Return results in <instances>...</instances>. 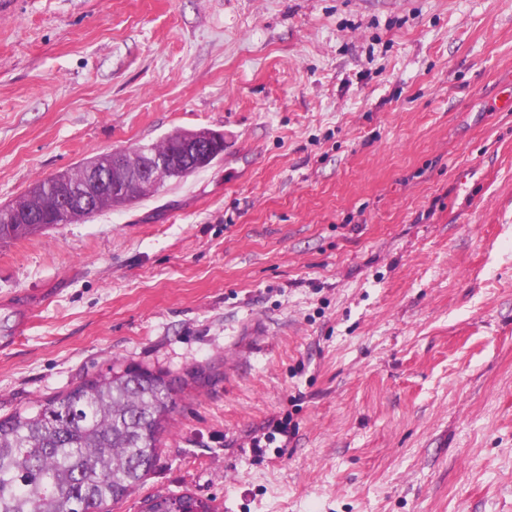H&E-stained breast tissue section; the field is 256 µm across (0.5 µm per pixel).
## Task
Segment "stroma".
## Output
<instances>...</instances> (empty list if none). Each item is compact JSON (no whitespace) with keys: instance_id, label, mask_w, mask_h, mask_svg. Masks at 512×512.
I'll list each match as a JSON object with an SVG mask.
<instances>
[{"instance_id":"35a3bbf8","label":"stroma","mask_w":512,"mask_h":512,"mask_svg":"<svg viewBox=\"0 0 512 512\" xmlns=\"http://www.w3.org/2000/svg\"><path fill=\"white\" fill-rule=\"evenodd\" d=\"M511 91L512 0H0V205L225 137L133 208L0 241V336L31 304L0 417L116 358L204 366L112 512H512ZM224 155V149L222 150H219L212 158H209V160L207 162H195L193 165L187 167L183 173L178 176V177H174L172 175H170L168 172H163L160 176V179H159V184L158 186L152 190V191H133L130 198L128 199L127 201V205L129 204H132L134 203L135 201H137V203L153 196L155 193H157L159 191V189L161 187H163L167 182H170V181H181L185 178H187L188 176L202 170V169H205L207 167H210L212 165H214L215 163H217L218 161L221 160V158L223 157ZM136 203V204H137ZM211 501L188 493L178 496L155 495L144 499L141 512H216Z\"/></svg>"}]
</instances>
